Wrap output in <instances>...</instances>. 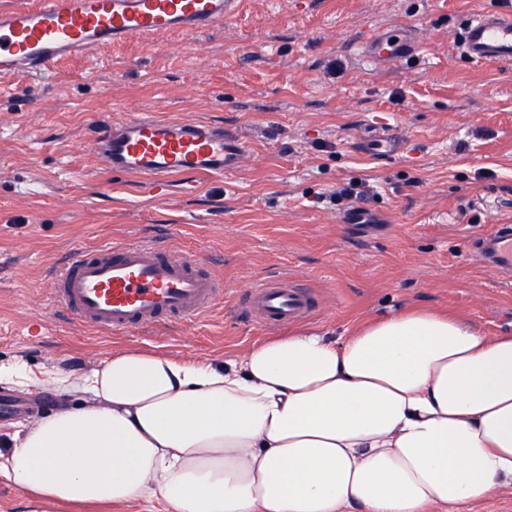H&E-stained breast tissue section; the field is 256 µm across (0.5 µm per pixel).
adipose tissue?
Here are the masks:
<instances>
[{
    "mask_svg": "<svg viewBox=\"0 0 512 512\" xmlns=\"http://www.w3.org/2000/svg\"><path fill=\"white\" fill-rule=\"evenodd\" d=\"M0 380L65 401L0 431V481L40 502L448 512L512 492V332L436 309L298 326L224 360L124 349Z\"/></svg>",
    "mask_w": 512,
    "mask_h": 512,
    "instance_id": "1",
    "label": "adipose tissue"
}]
</instances>
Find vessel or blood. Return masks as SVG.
<instances>
[{"label":"vessel or blood","mask_w":512,"mask_h":512,"mask_svg":"<svg viewBox=\"0 0 512 512\" xmlns=\"http://www.w3.org/2000/svg\"><path fill=\"white\" fill-rule=\"evenodd\" d=\"M240 0H38L0 11V75L22 70L43 74L59 60L83 57L100 45L172 31L194 34L232 19ZM414 30L373 35L361 45L365 63L380 67L415 56ZM473 63H512V9L470 17L459 38ZM112 172L160 189L187 175L220 178L243 162L235 133L209 120L184 122L137 116L112 123L93 142ZM488 264L512 267V226L496 225L479 240ZM207 259L168 246L131 241L73 248L48 273L50 301L80 323L104 334L167 320H192L224 298V285L206 270ZM241 303L268 327L311 314L312 304L288 277L265 281Z\"/></svg>","instance_id":"b4317fda"}]
</instances>
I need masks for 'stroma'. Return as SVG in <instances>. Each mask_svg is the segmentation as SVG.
Instances as JSON below:
<instances>
[{"label":"stroma","instance_id":"1","mask_svg":"<svg viewBox=\"0 0 512 512\" xmlns=\"http://www.w3.org/2000/svg\"><path fill=\"white\" fill-rule=\"evenodd\" d=\"M512 0H242L198 34L104 45L42 75H0V365L80 372L114 351L192 359L269 336L240 304L288 275L317 299L308 324L342 334L396 307H436L512 331V272L474 243L512 225V65L456 49L467 19ZM419 31L407 65L368 67L370 33ZM139 114L237 130L246 161L158 197L102 167L95 132ZM403 142L368 151L374 129ZM363 195L333 200L337 187ZM155 239L204 256L224 300L190 322L99 335L49 302L75 246Z\"/></svg>","mask_w":512,"mask_h":512}]
</instances>
